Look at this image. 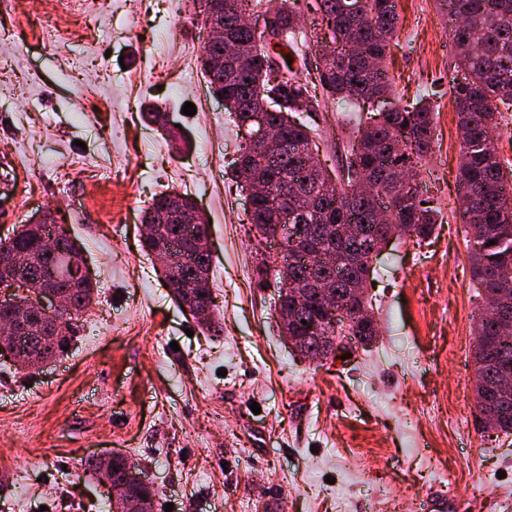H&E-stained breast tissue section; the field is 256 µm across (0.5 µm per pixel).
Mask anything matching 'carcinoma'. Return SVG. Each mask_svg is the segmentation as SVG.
<instances>
[{
	"instance_id": "cac0c4a2",
	"label": "carcinoma",
	"mask_w": 512,
	"mask_h": 512,
	"mask_svg": "<svg viewBox=\"0 0 512 512\" xmlns=\"http://www.w3.org/2000/svg\"><path fill=\"white\" fill-rule=\"evenodd\" d=\"M273 0H192L199 12H224V38L238 44L242 64L224 71L221 89L236 106L227 107L237 127L249 118V109L260 101L275 97L280 111L271 116L278 134L288 143L274 160L253 151L249 143L239 145L238 157L231 163V181L239 182L248 172L273 184V191L293 199L296 193L309 197V207L288 214V223L299 224L302 233L289 239L275 215V209L262 197L248 214V222L264 238L277 236L285 246L284 257L257 267L260 280L269 275L278 279L279 306L294 315L291 331L305 334L314 322L327 335L336 329L325 323L317 301L305 299L296 304L291 293L316 260L309 254L321 245L336 252L342 261L352 252L359 253L351 264H343L344 273L335 282L338 288H353L369 280L375 247L382 248L390 234L397 237L429 238L437 224L438 209L433 201L419 195L418 176L429 164L434 138L433 111L428 103L412 109L394 107L379 113L373 123L357 130L354 140L343 145L340 159L342 175L336 195L322 191L323 167L313 149V136L319 125L313 114L329 111V105H348L354 112L370 100L385 99L393 84L385 65L387 49L396 28V0H357L356 13L345 12L347 0H309L317 5L320 24L327 29L329 40L321 42L322 64L310 76L297 61L305 60L310 50L299 25L300 0H282L279 14V48L264 42L248 22L255 8L267 7ZM437 8L452 22L450 37L456 47L455 67L468 74L454 80L453 101L458 117L462 145L459 170L464 189L461 214L464 231L473 236L474 248L469 255L470 273L481 295L498 294L506 288L501 276L512 270V180L499 158L493 132L500 125L501 109H512V0H436ZM270 57L279 61L281 80L272 85L263 63ZM308 106L307 119H299L298 107ZM172 208L168 193L152 199L142 222L154 226V233L142 240V252L157 257L167 252L173 257L175 271L170 278V294L177 304L188 305L186 312L197 318L195 308L206 307L208 319L203 326L213 335L223 332L215 313L212 289L201 295H189L190 289L179 282L195 278L200 268H211L212 255L199 249L202 237L209 234V224L196 225L189 232L182 224H157ZM348 224L367 226L370 239L356 245L345 231ZM55 234L64 240L65 258L85 262L76 241L63 225L56 222L44 229L23 224L14 231L11 249L26 254L30 281L41 280L57 258L41 249V233ZM494 244H489V241ZM70 307L59 319L54 345L43 351L51 361L65 354L71 345L78 323L93 300L95 285L66 288ZM36 301L14 294L0 298V318L13 317L34 310ZM373 307L372 299L356 301L349 313L360 329L355 340L363 345L379 335L377 322H364L365 311ZM474 371L484 373L494 367L512 372V337L503 336L492 312H481L474 327Z\"/></svg>"
}]
</instances>
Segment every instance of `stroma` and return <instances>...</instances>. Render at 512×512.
I'll return each mask as SVG.
<instances>
[{
	"label": "stroma",
	"mask_w": 512,
	"mask_h": 512,
	"mask_svg": "<svg viewBox=\"0 0 512 512\" xmlns=\"http://www.w3.org/2000/svg\"><path fill=\"white\" fill-rule=\"evenodd\" d=\"M397 3L387 65L400 105L435 112L419 193L444 218L374 258L380 334L321 366L285 345L276 280L257 278L280 245L256 235L224 177L239 140L200 70L189 0L0 6V237L53 208L98 282L68 356L39 371L0 358V474L27 471L24 512H106L80 462L108 452L151 482L155 512H378L391 492L404 512L426 497L432 512H512V436L474 410L482 298L459 215L454 45L435 0ZM151 106L172 114L177 140L145 123ZM173 189L211 223L218 337L139 247L145 208Z\"/></svg>",
	"instance_id": "1"
}]
</instances>
